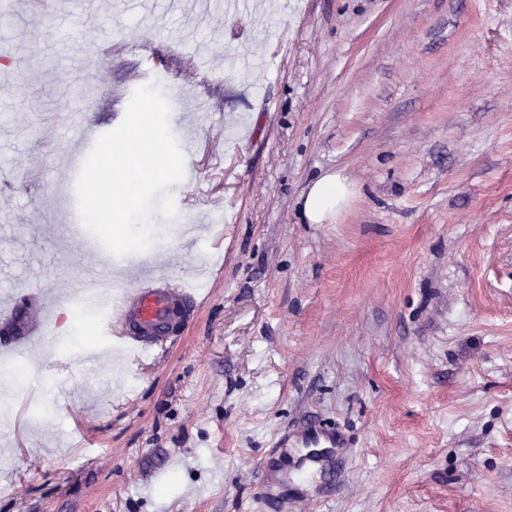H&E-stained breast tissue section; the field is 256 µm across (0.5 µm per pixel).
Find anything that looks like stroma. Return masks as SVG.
<instances>
[{
  "mask_svg": "<svg viewBox=\"0 0 512 512\" xmlns=\"http://www.w3.org/2000/svg\"><path fill=\"white\" fill-rule=\"evenodd\" d=\"M155 76L194 177L149 255L204 301L143 353L49 311L84 252L62 156ZM0 165V322L23 326L0 335V512H512V0H264L203 25L166 0H16ZM336 172L350 205L302 222ZM310 423L349 441L316 484L276 446Z\"/></svg>",
  "mask_w": 512,
  "mask_h": 512,
  "instance_id": "stroma-1",
  "label": "stroma"
}]
</instances>
